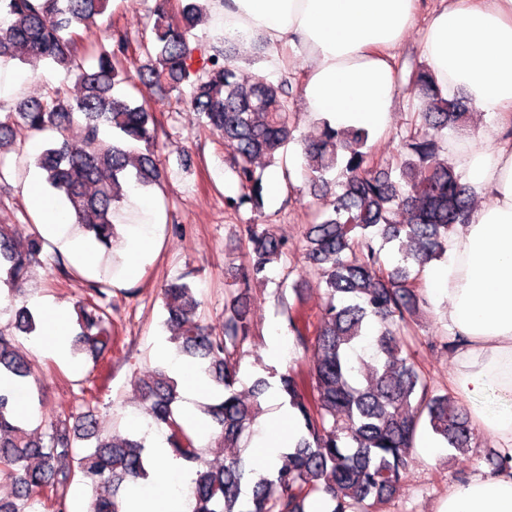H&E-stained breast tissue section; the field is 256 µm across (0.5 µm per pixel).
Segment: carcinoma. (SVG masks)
<instances>
[{"label": "carcinoma", "instance_id": "obj_1", "mask_svg": "<svg viewBox=\"0 0 512 512\" xmlns=\"http://www.w3.org/2000/svg\"><path fill=\"white\" fill-rule=\"evenodd\" d=\"M110 2L0 0V63L43 58L75 76L81 88L74 100L59 89L19 100L15 112L0 120V154L13 143L8 119L14 116L32 135L51 133L36 165L84 231L106 249L117 237L113 206L126 188L159 187L162 179L155 161L161 122L146 102L122 89L131 82L127 33L116 27L107 42L91 41L95 18ZM209 4L188 0L179 25L171 24L164 5L157 4L150 31L137 43L150 61L139 80L149 89L186 91L201 125L219 134L232 159L239 191L224 197V206L238 211L248 205L260 216L264 183L255 162H276L295 141L289 112L295 90L286 79L239 81L234 42L222 36L195 39L193 30ZM88 55L96 63L87 68ZM409 85L424 109L418 113L419 126L401 137L396 163L374 161L367 130H337L325 120L320 137L303 146V170L311 185L333 184L339 191L322 203L323 219L306 229L302 266L287 265L288 241L270 225H240L247 260L227 269L219 331L198 319L200 302L183 277L164 284L170 341L220 391L201 406L218 425L206 449L197 431L179 417L178 381L165 365L155 368L153 379L134 383L148 427L165 430L174 455L195 465L191 512H309V499L318 489L330 494L327 512H381L400 485L422 427L452 448L475 440L466 408L457 398L436 393L412 349L419 340L416 314L426 303L412 269L444 259L448 234L469 223L474 194L441 154L439 139L446 128L466 130L475 105L465 96H442L424 65L411 74ZM78 118L82 135L74 141L68 131ZM400 211L407 214L403 223L396 220ZM387 244L397 254L391 269L381 256ZM42 249L40 235L24 245L12 225L0 224V282L8 286L10 302L21 295L33 268L43 264ZM277 264L288 276L298 269L314 275L326 301L316 322L299 306L288 313L296 343L314 348L313 367L292 368L279 379L303 434L280 455L277 470L259 475L245 494L241 456L214 466L203 462L202 454L238 447L270 386L264 378L255 379L252 400L245 399L236 389L242 383L237 353L253 336L245 296L253 285L269 281ZM107 291L90 281L77 303L73 352L82 351L95 363L112 349ZM374 327L370 361L359 355L353 365L352 354ZM35 331L33 312L25 305L16 309L11 332L0 329V374L19 383L31 375L17 336ZM110 370L106 365L91 386L81 389L78 408L47 416L43 430L27 429L12 395L0 393V475L10 485V494H0V512H69L70 491L79 484L91 488L89 512H121L130 483L148 478L149 432L137 430L116 441L98 427L95 412ZM46 490L49 503L43 499Z\"/></svg>", "mask_w": 512, "mask_h": 512}]
</instances>
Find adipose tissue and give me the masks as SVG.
Listing matches in <instances>:
<instances>
[{"label": "adipose tissue", "instance_id": "obj_1", "mask_svg": "<svg viewBox=\"0 0 512 512\" xmlns=\"http://www.w3.org/2000/svg\"><path fill=\"white\" fill-rule=\"evenodd\" d=\"M417 0H211L213 27L246 45L260 39L269 46L266 68L285 69L282 48L304 58L308 72L302 89L305 110L328 118L337 128H363L383 135L398 92L390 60L414 25ZM422 53L442 95L461 93L489 120L452 151V162L489 204L448 237L443 260L423 265L431 300L448 326L453 346L452 386L471 408L474 426L502 454L512 455V0H442L428 20ZM26 193L39 215V231L73 259L85 241L73 233V212L61 213L36 183ZM120 245L112 255V285L123 287L152 256L157 225L138 191L126 209L113 213ZM71 314L48 305L39 337L44 349L70 360ZM158 356L177 376L183 391L179 414L203 433L212 423L196 408L207 384L193 366L167 349ZM277 405L272 415L282 430L259 442L265 470L301 436L295 410L279 387L267 393ZM156 460L146 490L127 496L123 512H188L186 500L165 495L172 481L190 483L195 469L169 450L162 433L149 437ZM440 512H512V468L476 473L453 483Z\"/></svg>", "mask_w": 512, "mask_h": 512}]
</instances>
